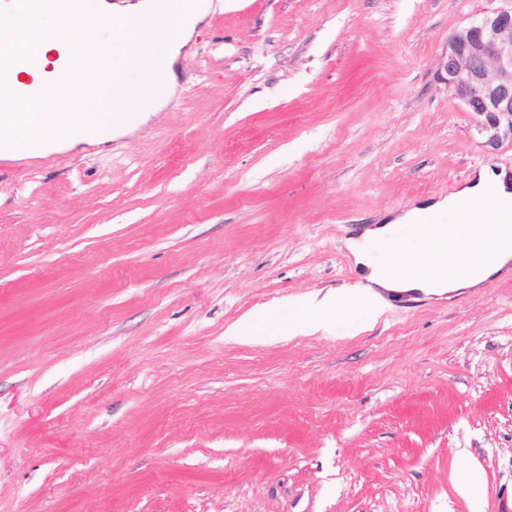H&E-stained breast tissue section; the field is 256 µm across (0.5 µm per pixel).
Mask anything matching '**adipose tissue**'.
Returning a JSON list of instances; mask_svg holds the SVG:
<instances>
[{"instance_id": "1", "label": "adipose tissue", "mask_w": 512, "mask_h": 512, "mask_svg": "<svg viewBox=\"0 0 512 512\" xmlns=\"http://www.w3.org/2000/svg\"><path fill=\"white\" fill-rule=\"evenodd\" d=\"M212 0H173L156 13L153 0H30L25 15L0 9V132L14 141H51L64 149L94 146L145 123L174 96L176 64ZM113 47L100 54L95 41ZM91 38L86 49L76 42ZM139 42L130 50V42ZM137 81H128V74ZM38 87L35 95L18 87ZM506 170L482 167L464 185L390 223L363 228L346 247L360 271L355 286L367 322H375L389 297L474 290L512 269V236L488 243L478 211L508 198ZM335 294L257 311L233 326L234 338L292 336L303 320L327 324Z\"/></svg>"}]
</instances>
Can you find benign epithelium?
Masks as SVG:
<instances>
[{"mask_svg":"<svg viewBox=\"0 0 512 512\" xmlns=\"http://www.w3.org/2000/svg\"><path fill=\"white\" fill-rule=\"evenodd\" d=\"M436 76L467 111L485 116L491 142L512 139V5L455 29Z\"/></svg>","mask_w":512,"mask_h":512,"instance_id":"7a95c632","label":"benign epithelium"}]
</instances>
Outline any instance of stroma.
Segmentation results:
<instances>
[{"mask_svg":"<svg viewBox=\"0 0 512 512\" xmlns=\"http://www.w3.org/2000/svg\"><path fill=\"white\" fill-rule=\"evenodd\" d=\"M213 2L144 125L0 170V512H512V272L368 326L345 245L512 171L436 79L497 0ZM336 305V293H328L322 299H297L276 309L257 311L250 318L236 324L229 331L233 338L254 340L293 336L303 320H314L322 325L328 323Z\"/></svg>","mask_w":512,"mask_h":512,"instance_id":"1","label":"stroma"}]
</instances>
